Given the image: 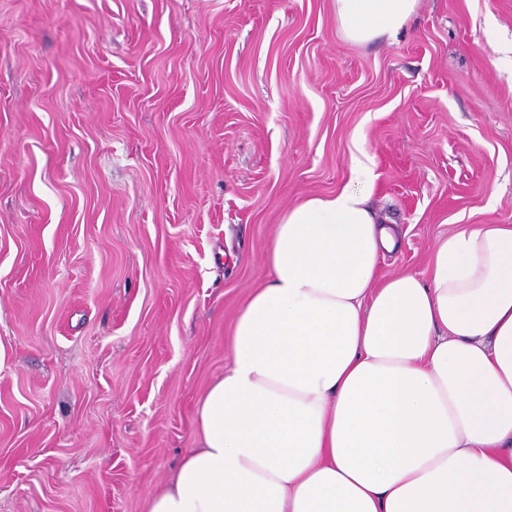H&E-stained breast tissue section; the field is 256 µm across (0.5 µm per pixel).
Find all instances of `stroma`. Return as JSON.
<instances>
[{"label":"stroma","mask_w":512,"mask_h":512,"mask_svg":"<svg viewBox=\"0 0 512 512\" xmlns=\"http://www.w3.org/2000/svg\"><path fill=\"white\" fill-rule=\"evenodd\" d=\"M362 151L382 276L512 224V0L370 44L331 0H0V512H145L281 214Z\"/></svg>","instance_id":"35a3bbf8"}]
</instances>
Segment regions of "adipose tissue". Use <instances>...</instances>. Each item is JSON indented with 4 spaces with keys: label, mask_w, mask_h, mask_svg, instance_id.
<instances>
[{
    "label": "adipose tissue",
    "mask_w": 512,
    "mask_h": 512,
    "mask_svg": "<svg viewBox=\"0 0 512 512\" xmlns=\"http://www.w3.org/2000/svg\"><path fill=\"white\" fill-rule=\"evenodd\" d=\"M417 4L332 9L368 43ZM371 164L282 214L201 446L147 512H512V224L457 228L427 276L380 279L399 229L368 204Z\"/></svg>",
    "instance_id": "adipose-tissue-1"
}]
</instances>
